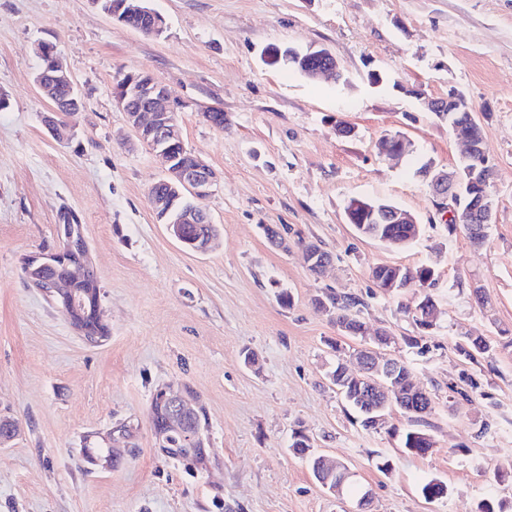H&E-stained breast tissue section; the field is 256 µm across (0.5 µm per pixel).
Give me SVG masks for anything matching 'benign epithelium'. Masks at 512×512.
<instances>
[{
  "label": "benign epithelium",
  "instance_id": "1",
  "mask_svg": "<svg viewBox=\"0 0 512 512\" xmlns=\"http://www.w3.org/2000/svg\"><path fill=\"white\" fill-rule=\"evenodd\" d=\"M138 14L147 24L142 30L144 34H154L165 28L164 18L147 5V0H112V9L107 14L112 18L123 21L129 14ZM37 53L42 60V66L36 76V83L41 94L52 103L50 111L42 116L43 125L47 131L59 141H70L75 136L73 126L64 120L66 114L76 111L79 107L80 96L66 72L57 48L50 42L38 44ZM307 64L306 73L312 77L327 74H341L335 56L326 49H309L304 56ZM114 93L120 108L125 112L128 122L135 129L141 140L149 144L163 159L165 174L158 181L167 189V193H158L150 189L149 202L157 213L170 211L174 203L185 198L191 204L176 211L172 222L166 224L168 233L191 252L205 254L212 249L216 242L215 236L204 239L203 242L192 241L188 236L189 225L210 224L212 218L202 203L210 197L216 182V176L211 166L199 155L190 153V161L182 162L186 148L178 124L176 110L167 105L168 94L165 86L151 74L141 71L123 75L114 84ZM427 109L439 116L448 118V127L465 143V151L459 164L453 172L438 170L429 165L421 176L426 179L435 195V207L438 212L450 216L463 212L466 223L474 225L472 232L485 237L492 224L495 199L491 190L484 189L477 206L463 208L462 194L464 183L476 181L474 171L468 168L473 156L483 153V141L470 135V131L462 130L451 113L465 112L470 123H475L476 108L465 95L451 92L446 98H427L424 101ZM408 139L399 133L387 134L378 141V150L389 157L405 153ZM363 223L369 224H414L416 219L409 212L399 208L378 205L371 201L359 202ZM59 247L51 251H43L30 256L31 270L40 271L51 267L63 260L72 247L74 234L69 223L57 225ZM34 284H41V293L54 296L64 302V312L67 314L75 331L84 336V340L92 345L103 341L100 336H86L84 325L85 297L92 292L82 289L68 288L65 284L57 285L40 282L29 278ZM387 357L373 353H365L358 360L362 373L366 374L365 381L371 392L384 402L392 400L386 383L380 380L383 362ZM159 404L166 407L165 428L171 432L187 435L188 442L193 448L204 449L209 445L207 431L195 426L201 404L188 391L176 394L169 387H161L154 393ZM130 427L119 423L103 438L105 447L87 448L84 456L88 461L103 468L112 467L115 459V449L127 445Z\"/></svg>",
  "mask_w": 512,
  "mask_h": 512
}]
</instances>
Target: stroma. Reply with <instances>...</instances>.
<instances>
[{"instance_id":"stroma-1","label":"stroma","mask_w":512,"mask_h":512,"mask_svg":"<svg viewBox=\"0 0 512 512\" xmlns=\"http://www.w3.org/2000/svg\"><path fill=\"white\" fill-rule=\"evenodd\" d=\"M165 20L144 36L92 0H0V418L19 434L0 446V512H475L488 491L512 500V0H149ZM56 45L81 95L75 136L46 130L37 44ZM313 47L336 56L343 82L312 81L267 63L264 51ZM150 73L168 89L187 149L216 171L204 208L219 247L192 254L166 231L148 193L162 175L112 94L116 77ZM384 78L374 85L370 71ZM457 91L477 109L496 201L488 237L449 230L416 171L454 168L462 146L424 98ZM219 108L224 125L207 122ZM354 132L342 136L337 122ZM400 132L415 151L381 156ZM413 212L421 235L395 250L349 224L350 199ZM75 213L99 276L109 337L85 343L66 315L27 286L25 255L58 245ZM274 227L288 250L270 244ZM333 256L314 275L300 241ZM435 266L436 325L428 353L416 326L370 276L378 264ZM334 290L365 303L368 331L406 359L433 410L421 422L433 448L406 453L412 423L399 410L366 429L327 377L357 371L363 340L337 330L315 299ZM290 303H282V296ZM468 336L497 342L468 362ZM346 352L336 355L333 346ZM253 364H245V354ZM476 383L452 392L461 373ZM191 388L208 417L206 465L164 456L148 411L159 387ZM129 422L132 447L112 468L87 462L86 439ZM302 431L351 477L341 495L319 488L291 448ZM391 469L379 471L380 458ZM438 479L446 497L419 486Z\"/></svg>"}]
</instances>
